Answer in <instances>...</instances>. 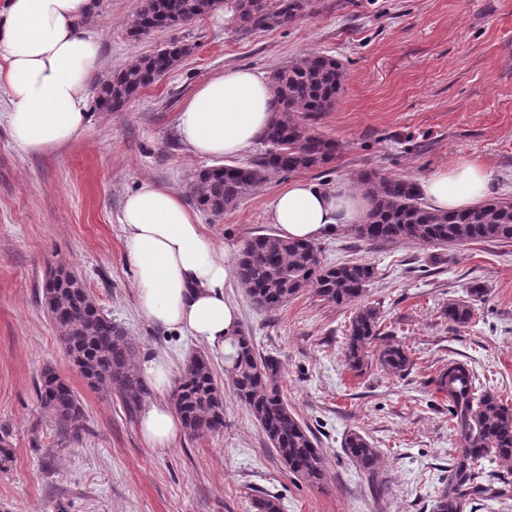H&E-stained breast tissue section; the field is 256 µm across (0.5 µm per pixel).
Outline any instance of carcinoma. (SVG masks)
Masks as SVG:
<instances>
[{
	"instance_id": "1",
	"label": "carcinoma",
	"mask_w": 512,
	"mask_h": 512,
	"mask_svg": "<svg viewBox=\"0 0 512 512\" xmlns=\"http://www.w3.org/2000/svg\"><path fill=\"white\" fill-rule=\"evenodd\" d=\"M237 30L283 28L310 15L315 0H231ZM223 0H142L129 26L133 37L159 28L173 29L195 22L218 9ZM191 51L178 40L140 56L98 84L96 104L114 111L158 82ZM347 79L343 65L331 56L309 52L289 59L270 78L271 118L259 136L263 151L249 165L219 164L195 173L188 192L192 204L216 220L237 206L241 198L278 177L333 163L342 144L316 132L313 124L336 105ZM371 201L354 235L370 244L412 241L443 250L471 242L512 243V199L493 198L457 212H440L422 201L418 183L400 175L363 170L354 180ZM236 275L256 308L272 312L309 290L321 301L355 306L344 342L347 367L361 372L379 347L381 368L401 377L413 368L411 351L384 331L380 308L362 302L377 278L371 263L327 265L316 243L284 239L274 233L247 238L239 250ZM48 313L73 365L87 385L119 398L133 416L139 411L144 383L134 359L135 346L112 323L91 297L80 276L65 270L48 275L43 289ZM448 320L460 327L474 318L468 300L448 303ZM225 376L236 398L258 422L281 465L310 485L323 478V458L312 429L288 406L280 391L281 366L272 356L256 352L251 337L231 339ZM436 389L448 398V413L460 436L448 475L433 512H467L477 496L505 497L509 482L494 465H512V407L490 391L478 392L475 376L463 362L450 361L436 376ZM41 405L63 432L75 430L82 416L77 395L63 379L48 370L38 382ZM176 411L189 440L224 430V390L215 380L208 356L189 358L173 395ZM344 455L360 471L375 479L380 454L357 431L342 442ZM253 512H281L278 496L253 499Z\"/></svg>"
}]
</instances>
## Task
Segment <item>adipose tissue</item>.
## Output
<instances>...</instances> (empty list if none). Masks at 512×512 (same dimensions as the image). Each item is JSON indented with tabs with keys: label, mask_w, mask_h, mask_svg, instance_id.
Returning a JSON list of instances; mask_svg holds the SVG:
<instances>
[{
	"label": "adipose tissue",
	"mask_w": 512,
	"mask_h": 512,
	"mask_svg": "<svg viewBox=\"0 0 512 512\" xmlns=\"http://www.w3.org/2000/svg\"><path fill=\"white\" fill-rule=\"evenodd\" d=\"M94 9L93 0H6L0 11V88L7 97L0 119L25 153L44 154L67 145L90 123L98 38L83 21ZM271 98L264 73L227 69L200 85L185 103L179 135L202 158L243 154L269 121ZM491 183L483 164L461 161L424 178L421 191L436 210L468 209L487 197ZM369 208V201L346 183L326 187L297 179L275 194L268 220L281 237L315 242L350 231ZM119 222L140 315L212 349L229 348L240 323L239 309L226 295L236 263L228 248L206 233L181 194L142 184L127 195ZM140 374L160 400L142 413L138 429L162 450L176 441L182 427L177 412L162 400L173 388L172 362L152 356L141 364Z\"/></svg>",
	"instance_id": "ef3b65f1"
}]
</instances>
